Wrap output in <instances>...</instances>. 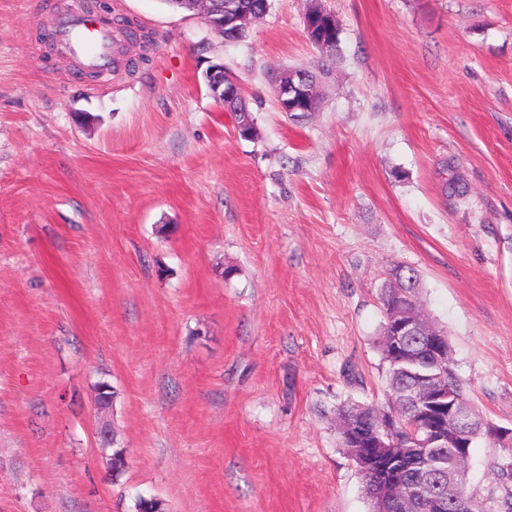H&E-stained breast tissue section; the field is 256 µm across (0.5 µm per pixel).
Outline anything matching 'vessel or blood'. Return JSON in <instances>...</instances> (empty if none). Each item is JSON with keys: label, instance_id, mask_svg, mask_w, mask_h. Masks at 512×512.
Wrapping results in <instances>:
<instances>
[{"label": "vessel or blood", "instance_id": "obj_1", "mask_svg": "<svg viewBox=\"0 0 512 512\" xmlns=\"http://www.w3.org/2000/svg\"><path fill=\"white\" fill-rule=\"evenodd\" d=\"M56 41L91 69H105L112 63L113 42L109 27L74 8L56 15L53 23Z\"/></svg>", "mask_w": 512, "mask_h": 512}]
</instances>
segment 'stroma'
Listing matches in <instances>:
<instances>
[{"instance_id":"1","label":"stroma","mask_w":512,"mask_h":512,"mask_svg":"<svg viewBox=\"0 0 512 512\" xmlns=\"http://www.w3.org/2000/svg\"><path fill=\"white\" fill-rule=\"evenodd\" d=\"M64 3L95 0H0V512H371L334 411L385 400L397 265L472 406L512 428V0H321L326 69L309 0H270L233 43L108 0L152 45L93 83L40 24ZM214 62L254 138L209 93ZM289 67L322 71L318 111H280ZM502 455L473 444L483 506ZM326 14L321 15L307 13L304 18V26L310 41L319 46H328L325 42L327 31L324 27L330 22ZM326 20L323 22V20Z\"/></svg>"}]
</instances>
